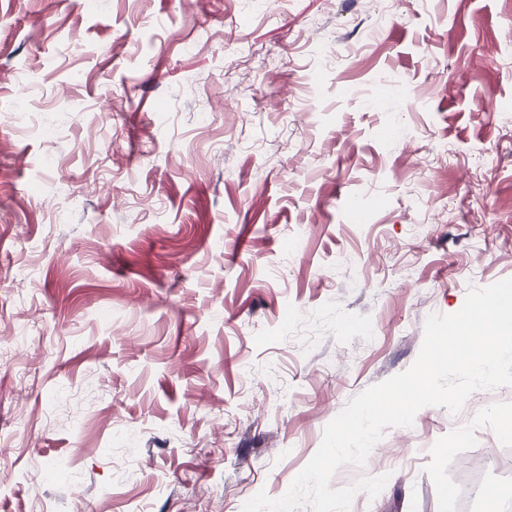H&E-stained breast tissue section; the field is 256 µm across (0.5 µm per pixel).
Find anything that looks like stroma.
<instances>
[{
	"label": "stroma",
	"instance_id": "obj_1",
	"mask_svg": "<svg viewBox=\"0 0 512 512\" xmlns=\"http://www.w3.org/2000/svg\"><path fill=\"white\" fill-rule=\"evenodd\" d=\"M188 3L0 0V512L281 497L512 277V0H390L372 42L371 0ZM510 420L512 386L424 407L330 486L512 506Z\"/></svg>",
	"mask_w": 512,
	"mask_h": 512
}]
</instances>
